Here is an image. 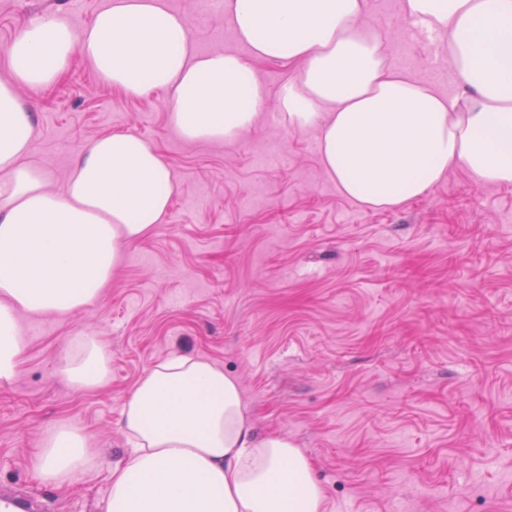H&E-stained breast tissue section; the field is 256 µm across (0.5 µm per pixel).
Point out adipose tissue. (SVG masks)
<instances>
[{
	"label": "adipose tissue",
	"mask_w": 512,
	"mask_h": 512,
	"mask_svg": "<svg viewBox=\"0 0 512 512\" xmlns=\"http://www.w3.org/2000/svg\"><path fill=\"white\" fill-rule=\"evenodd\" d=\"M366 7L226 0L247 59L197 52L182 15L162 0H110L79 31L52 15L29 19L5 50L9 76L0 80V384L14 379L25 348L18 312L97 301L122 248L162 222L176 191L157 147L132 132L93 142L60 192L28 163L34 114L17 90L53 84L74 55L127 94L167 91L171 121L189 142L238 139L267 96L257 63L300 64L280 109L291 125L317 128L328 174L371 207L421 197L455 166L512 184V0H404L410 22L446 35L456 95L389 63L380 34L362 22ZM61 374L76 388L99 386L109 357L79 336ZM122 424L131 448L109 473L104 512H321L307 456L286 438L257 437L236 379L209 361L174 355L150 367ZM97 465L88 434L60 422L43 434L33 469L61 486Z\"/></svg>",
	"instance_id": "obj_1"
}]
</instances>
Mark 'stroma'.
Here are the masks:
<instances>
[{"label":"stroma","mask_w":512,"mask_h":512,"mask_svg":"<svg viewBox=\"0 0 512 512\" xmlns=\"http://www.w3.org/2000/svg\"><path fill=\"white\" fill-rule=\"evenodd\" d=\"M109 0H0V55L33 13L82 30ZM198 51L248 56L223 11L163 0ZM363 22L389 62L442 93L434 46L405 36L403 0H367ZM255 125L232 142L191 143L164 92L130 96L74 57L53 86L20 89L34 114L30 161L62 190L96 138L131 131L170 164L161 224L125 246L120 272L77 313L20 317L26 347L0 385V484L40 512H101L127 439L126 399L144 372L194 354L236 379L258 433L308 457L323 512H512V185L449 169L422 197L375 209L342 194L318 131L288 124L278 94L300 64L262 63ZM96 336L110 358L99 388L59 374L69 341ZM85 429L98 469L63 488L31 457L58 421Z\"/></svg>","instance_id":"35a3bbf8"}]
</instances>
